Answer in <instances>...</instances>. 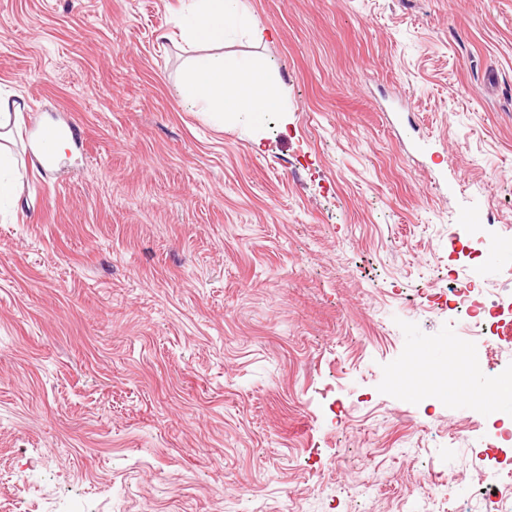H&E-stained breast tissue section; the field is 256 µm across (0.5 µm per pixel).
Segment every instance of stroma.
<instances>
[{"label":"stroma","instance_id":"35a3bbf8","mask_svg":"<svg viewBox=\"0 0 512 512\" xmlns=\"http://www.w3.org/2000/svg\"><path fill=\"white\" fill-rule=\"evenodd\" d=\"M183 0H0L25 107L0 211V512H470L496 485L442 365L455 281L507 288L512 0H241L283 111L217 122L178 86ZM81 131L57 165L32 123Z\"/></svg>","mask_w":512,"mask_h":512}]
</instances>
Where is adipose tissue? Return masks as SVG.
Returning a JSON list of instances; mask_svg holds the SVG:
<instances>
[{
  "label": "adipose tissue",
  "mask_w": 512,
  "mask_h": 512,
  "mask_svg": "<svg viewBox=\"0 0 512 512\" xmlns=\"http://www.w3.org/2000/svg\"><path fill=\"white\" fill-rule=\"evenodd\" d=\"M180 27L183 40L190 44L222 42L228 30L237 28L246 30L256 42L266 37L264 29L249 24L240 0H191ZM180 97L217 117L246 114L256 123L266 113L283 109L281 93L271 85L265 68L240 56L195 57Z\"/></svg>",
  "instance_id": "1"
}]
</instances>
